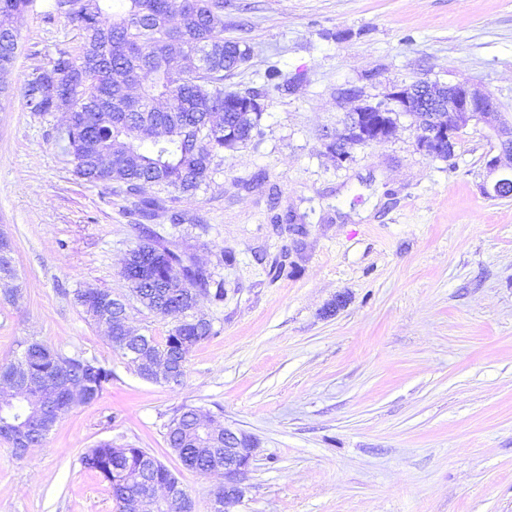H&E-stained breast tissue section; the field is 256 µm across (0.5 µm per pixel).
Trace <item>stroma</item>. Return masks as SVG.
<instances>
[{"mask_svg":"<svg viewBox=\"0 0 512 512\" xmlns=\"http://www.w3.org/2000/svg\"><path fill=\"white\" fill-rule=\"evenodd\" d=\"M224 35L251 49L225 91H266L272 66L282 88L266 91L260 141L215 156L208 185L174 201L197 223L153 226L224 283L223 303L198 306L214 336L170 388L73 302L127 294L140 239L116 184L74 175L57 142L67 113L25 107L28 75L75 27L37 13L20 25L0 75V230L17 273L0 280V361L36 339L112 381L24 457L0 439V512H115L81 463L104 441L146 449L210 512L222 477L167 445L183 406L256 442L230 512H512V197L482 192L487 130L466 129L449 162L417 150L404 116L341 167L323 140L419 79L481 84L512 124V0H224ZM274 203L303 215L306 236L271 224Z\"/></svg>","mask_w":512,"mask_h":512,"instance_id":"1","label":"stroma"}]
</instances>
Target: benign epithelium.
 I'll return each instance as SVG.
<instances>
[{
  "label": "benign epithelium",
  "instance_id": "1",
  "mask_svg": "<svg viewBox=\"0 0 512 512\" xmlns=\"http://www.w3.org/2000/svg\"><path fill=\"white\" fill-rule=\"evenodd\" d=\"M409 116L421 131L417 149L434 158L445 149H454L460 133L472 124H480L498 141V151L485 156V168L491 180L483 193L498 198L512 188V126L506 124L494 94L480 84H439L420 79L394 88L386 103H364L346 113L341 134L327 133L325 144L332 149L336 164L352 158V149L360 145L380 144L394 132L395 113ZM206 438L224 436V500H214L213 510L244 497L243 483L249 471L251 449L246 439L231 430L213 432L204 428Z\"/></svg>",
  "mask_w": 512,
  "mask_h": 512
}]
</instances>
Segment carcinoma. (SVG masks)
<instances>
[{"label":"carcinoma","mask_w":512,"mask_h":512,"mask_svg":"<svg viewBox=\"0 0 512 512\" xmlns=\"http://www.w3.org/2000/svg\"><path fill=\"white\" fill-rule=\"evenodd\" d=\"M42 10L51 20L63 17L78 31L72 49H59L48 65L25 82L26 108L39 115L56 111L47 84L52 75L72 88L79 101L59 136L75 173L88 182L116 183L133 198L138 224L168 215L184 224L186 214L166 208L159 196H144L151 185L170 198L192 194L209 183L214 157L248 145L260 131L266 94L224 92V73L250 58L249 46L224 38V0H0V16L22 18ZM18 31L0 33V72L15 59ZM128 98L133 108L118 112L112 99ZM130 295L145 309L173 320L164 341L147 336L137 342L127 322L112 326V309L121 298L108 291H77L74 300L85 316L108 329L114 352L141 378L158 382L151 369L161 364L183 383L190 353L214 335L212 323L187 313L199 297L224 302V282L159 234L130 250ZM26 365L42 384H69L83 391L81 403L98 399L112 372L81 356H66L37 340L21 355L0 363V379ZM73 404L63 398L11 400L0 414V437L12 443H43ZM202 410L175 411L167 444L191 471L213 472L211 448L188 430ZM160 480L177 477L142 448H116L102 442L81 462L109 485L117 512H156L140 492L146 462Z\"/></svg>","instance_id":"obj_1"}]
</instances>
